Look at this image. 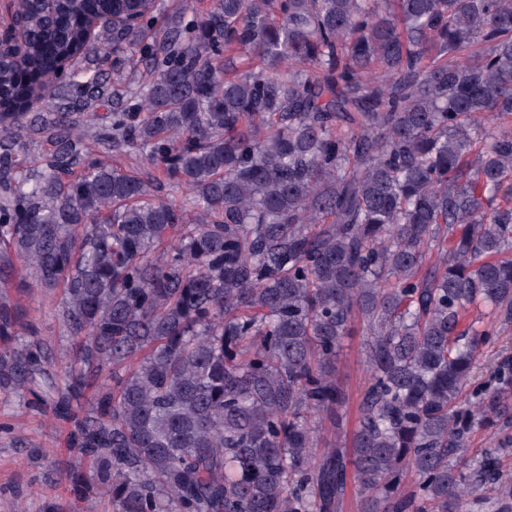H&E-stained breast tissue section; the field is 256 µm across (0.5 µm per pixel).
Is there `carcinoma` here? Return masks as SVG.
I'll return each mask as SVG.
<instances>
[{"mask_svg":"<svg viewBox=\"0 0 512 512\" xmlns=\"http://www.w3.org/2000/svg\"><path fill=\"white\" fill-rule=\"evenodd\" d=\"M156 9L20 0L0 287L64 285L78 370L59 386L40 339L9 344L3 300L0 390L74 419L73 490L114 512H342L352 482L359 512H512V355L477 375L512 327V0H216L141 45ZM127 53L148 83L107 80ZM103 142L147 163L90 160ZM25 143L48 149L24 166ZM363 339V336L359 333L344 339L337 366V378L350 394L348 405L349 431L354 428L359 397L367 378Z\"/></svg>","mask_w":512,"mask_h":512,"instance_id":"1","label":"carcinoma"}]
</instances>
